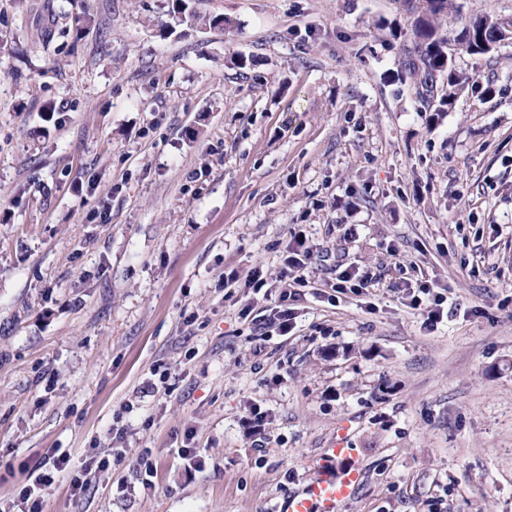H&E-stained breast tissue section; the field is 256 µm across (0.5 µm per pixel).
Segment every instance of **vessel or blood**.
Wrapping results in <instances>:
<instances>
[{
    "mask_svg": "<svg viewBox=\"0 0 512 512\" xmlns=\"http://www.w3.org/2000/svg\"><path fill=\"white\" fill-rule=\"evenodd\" d=\"M336 471V476L319 478L302 491L288 496L277 512H337L361 483L362 473L351 468Z\"/></svg>",
    "mask_w": 512,
    "mask_h": 512,
    "instance_id": "1",
    "label": "vessel or blood"
}]
</instances>
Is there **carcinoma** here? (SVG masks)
<instances>
[{"label": "carcinoma", "mask_w": 512, "mask_h": 512, "mask_svg": "<svg viewBox=\"0 0 512 512\" xmlns=\"http://www.w3.org/2000/svg\"><path fill=\"white\" fill-rule=\"evenodd\" d=\"M413 15L412 38L404 47L403 71L414 80L417 98L439 116L453 107L472 77L456 69L455 55H486L512 34V19L479 15L460 30L446 27L460 12L456 0H404Z\"/></svg>", "instance_id": "1"}]
</instances>
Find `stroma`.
<instances>
[{"label": "stroma", "mask_w": 512, "mask_h": 512, "mask_svg": "<svg viewBox=\"0 0 512 512\" xmlns=\"http://www.w3.org/2000/svg\"><path fill=\"white\" fill-rule=\"evenodd\" d=\"M187 3L231 29L0 0V502L59 448L94 483L43 512H273L341 438L340 512H512V43L456 56L477 81L437 117L397 78L402 0ZM348 264L376 288L336 292ZM410 278L446 291L434 331ZM295 245L289 247L292 254L296 256H289L286 260L285 268L280 271V282L283 283V288L280 293V301L292 300L299 295L298 288L309 287L310 281L307 278V264L311 259L315 245L306 244V239H296ZM299 256V257H297Z\"/></svg>", "instance_id": "obj_1"}]
</instances>
